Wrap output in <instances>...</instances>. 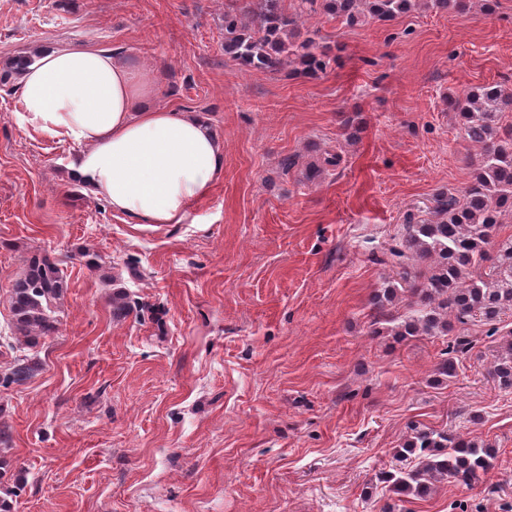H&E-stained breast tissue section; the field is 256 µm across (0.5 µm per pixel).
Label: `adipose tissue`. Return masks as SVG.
<instances>
[{
    "instance_id": "ef3b65f1",
    "label": "adipose tissue",
    "mask_w": 512,
    "mask_h": 512,
    "mask_svg": "<svg viewBox=\"0 0 512 512\" xmlns=\"http://www.w3.org/2000/svg\"><path fill=\"white\" fill-rule=\"evenodd\" d=\"M21 80L20 126L79 146L72 180L133 223H182L224 171V142L207 121L147 106L153 84L118 56L44 49Z\"/></svg>"
}]
</instances>
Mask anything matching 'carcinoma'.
Here are the masks:
<instances>
[{"mask_svg":"<svg viewBox=\"0 0 512 512\" xmlns=\"http://www.w3.org/2000/svg\"><path fill=\"white\" fill-rule=\"evenodd\" d=\"M439 9L470 13L471 0H432ZM418 5V0H299L294 12L282 10L280 0H229L224 7V55L244 67L270 73L291 61L300 73L316 77L331 58L315 39L294 41L299 19L323 10L353 26L390 21ZM458 113L467 140L478 149L469 159L471 180L462 192L439 191L433 198L432 220L407 221L394 235L378 262L395 270L372 296L370 334L406 340L416 336H445L457 327L479 324L485 335L501 330L502 316L512 312V235L501 236L512 217V125L503 124L512 110V92L499 84L471 88L448 98ZM339 155L328 153L307 166L306 179L315 181ZM64 279L46 256L28 258L25 270L10 291L11 327L16 340L35 346L59 332L56 316ZM406 301L410 315L395 316L389 305ZM473 340L458 337L435 368L448 379L457 375L461 356ZM33 369L27 358L0 379L4 385L23 382ZM499 386L512 388V344L492 371ZM407 465L388 472L384 480L399 501L423 499L435 484L448 479L477 483L492 467L488 448L461 434L414 428L402 446Z\"/></svg>","mask_w":512,"mask_h":512,"instance_id":"carcinoma-1","label":"carcinoma"}]
</instances>
